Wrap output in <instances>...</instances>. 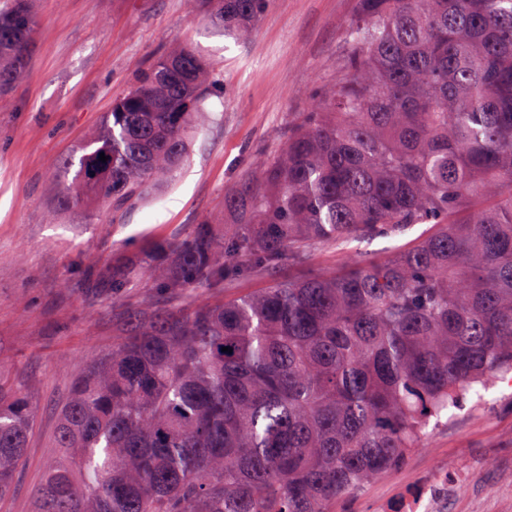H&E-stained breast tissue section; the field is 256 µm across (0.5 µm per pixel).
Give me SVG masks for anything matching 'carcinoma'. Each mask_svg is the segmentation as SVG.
I'll return each instance as SVG.
<instances>
[{"mask_svg": "<svg viewBox=\"0 0 512 512\" xmlns=\"http://www.w3.org/2000/svg\"><path fill=\"white\" fill-rule=\"evenodd\" d=\"M266 0H217L246 40ZM27 0L0 10V91L28 66ZM336 87L313 99L281 155L224 192L244 222L200 224L145 277L161 293L264 276L259 291L189 311H120L88 358L54 437L65 462L38 512H336L512 373V0H357ZM192 49L154 62L82 149L68 209L110 213L187 160L221 94ZM108 160H99L100 154ZM437 230L386 262L282 275L307 248ZM229 347L232 352H224ZM34 410L0 390V497Z\"/></svg>", "mask_w": 512, "mask_h": 512, "instance_id": "1", "label": "carcinoma"}]
</instances>
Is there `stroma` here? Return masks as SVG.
Wrapping results in <instances>:
<instances>
[{"label":"stroma","instance_id":"obj_1","mask_svg":"<svg viewBox=\"0 0 512 512\" xmlns=\"http://www.w3.org/2000/svg\"><path fill=\"white\" fill-rule=\"evenodd\" d=\"M36 19L21 82L0 93V386L25 392L35 411L29 447L0 512H35L36 490L61 457V409L83 361L110 349L121 308L154 301L150 283L119 300L89 275L142 259L145 243L195 225L237 223L224 189L256 175L282 150L311 97L331 91L356 0H269L250 40L213 29L206 0H29ZM208 56L224 94L195 133L189 161L145 201L115 214L60 208L57 189L73 156L102 129L113 105L159 57ZM429 230L323 246L291 276L380 261ZM433 428L406 463L340 503L338 512H385L425 483H444L442 512H512V374Z\"/></svg>","mask_w":512,"mask_h":512}]
</instances>
